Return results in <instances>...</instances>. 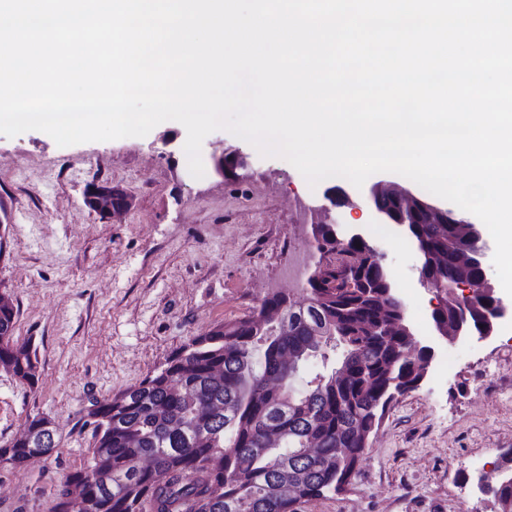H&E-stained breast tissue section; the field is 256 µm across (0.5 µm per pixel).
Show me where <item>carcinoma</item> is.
<instances>
[{
    "instance_id": "carcinoma-1",
    "label": "carcinoma",
    "mask_w": 512,
    "mask_h": 512,
    "mask_svg": "<svg viewBox=\"0 0 512 512\" xmlns=\"http://www.w3.org/2000/svg\"><path fill=\"white\" fill-rule=\"evenodd\" d=\"M423 198L383 225L417 250L422 284L445 294L431 312L434 328L451 323L482 337L499 297L475 258V226L415 210ZM311 232L320 257L298 298L272 293L251 315L193 337L139 383L92 404L90 455L67 475L51 512H298L303 501L346 490L389 405L425 379L431 350L407 325L374 246L337 224ZM16 314L1 292L0 367L33 388L38 359L13 339ZM338 346V367L295 386L301 362L327 360ZM48 424L27 418L25 432L0 445V467L50 454ZM500 459L502 479L488 494L499 512H512V448Z\"/></svg>"
}]
</instances>
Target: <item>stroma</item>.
Wrapping results in <instances>:
<instances>
[{
  "label": "stroma",
  "mask_w": 512,
  "mask_h": 512,
  "mask_svg": "<svg viewBox=\"0 0 512 512\" xmlns=\"http://www.w3.org/2000/svg\"><path fill=\"white\" fill-rule=\"evenodd\" d=\"M180 127L143 137L58 146L46 133L0 135V286L17 308L14 338L38 359L35 387L0 369V444L41 415L56 448L24 468H0V512H51L66 476L85 462L92 399L138 384L176 348L239 319L268 293H291L283 275L294 241L311 243L298 202L325 205L288 161L264 157L217 130L203 141L205 175L194 178ZM249 162L224 179V149ZM122 186L132 208L106 220L83 203L86 183ZM356 208L329 219L360 232L394 275L406 320L436 355L455 351L448 375L429 370L399 397L371 435L351 485L302 503L299 512H497L479 477L498 481L497 452L512 448V297L494 336L449 343L432 326L441 300L420 283L413 247H395L374 225L368 191L349 187Z\"/></svg>",
  "instance_id": "obj_1"
}]
</instances>
